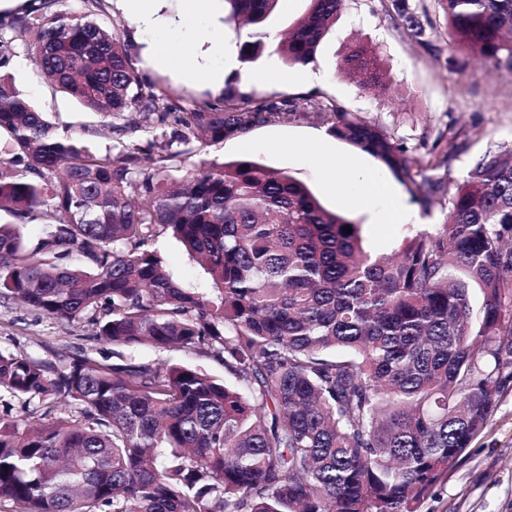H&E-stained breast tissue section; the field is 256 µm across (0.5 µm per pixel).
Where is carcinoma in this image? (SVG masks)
<instances>
[{
  "label": "carcinoma",
  "instance_id": "obj_1",
  "mask_svg": "<svg viewBox=\"0 0 512 512\" xmlns=\"http://www.w3.org/2000/svg\"><path fill=\"white\" fill-rule=\"evenodd\" d=\"M39 0L0 17V290L48 318L87 322L118 347L200 353L202 368L76 356L60 365L0 351V389L25 416L0 417V503L19 512H416L486 428L512 386V146L485 152L441 195L448 153L406 147L329 103L336 138L376 158L442 223L392 255L325 209L282 169L205 162L173 177L188 145L220 143L295 102L227 83L199 110L140 82L100 21ZM280 0H225L247 27L243 64L273 49L314 61L346 0H309L283 31ZM396 21L422 44L433 23L410 0ZM451 44L512 72V0H436ZM41 73L100 114L103 151L51 122L14 82L18 45ZM339 70L388 89L378 48L355 43ZM36 226L34 239L25 233ZM352 232L346 233L345 227ZM170 231L208 270L189 291L152 249Z\"/></svg>",
  "mask_w": 512,
  "mask_h": 512
}]
</instances>
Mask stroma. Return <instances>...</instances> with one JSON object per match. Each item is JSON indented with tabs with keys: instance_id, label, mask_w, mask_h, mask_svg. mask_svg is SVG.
Returning a JSON list of instances; mask_svg holds the SVG:
<instances>
[{
	"instance_id": "35a3bbf8",
	"label": "stroma",
	"mask_w": 512,
	"mask_h": 512,
	"mask_svg": "<svg viewBox=\"0 0 512 512\" xmlns=\"http://www.w3.org/2000/svg\"><path fill=\"white\" fill-rule=\"evenodd\" d=\"M413 2L427 11L435 25L429 43L409 39L391 17L390 0H348L310 65L317 75L314 83L294 78L258 83L253 66L238 65L242 91L266 100H292L298 105L297 112L197 150L178 162L176 176H183L203 160L224 163L247 158L287 170L304 182L326 209L360 224L367 251L392 253L410 232V225L374 223L370 208L350 205L331 185L330 168L336 161L349 160L375 172L381 169L379 161L330 135L329 124L316 114V106L331 101L375 123L403 143L411 159H421L436 149L446 151L449 162L444 187L448 190L466 179L486 150L512 145V76L455 51L435 0ZM182 11L183 0H163L162 14L173 25L159 32L138 29L114 4L106 9L103 19L117 27L141 80L162 83L171 102L190 107L221 98L223 88L186 82L176 70L155 68L145 53L149 44L178 39L174 23L181 20ZM356 41L378 47L391 83L389 94L364 91L340 72L338 63L344 51ZM10 73L52 120L75 132L97 125V114L50 88L27 47L17 49ZM320 135L326 138L320 156L284 149L286 143ZM153 247L182 287L211 289L207 271L178 240L164 236L156 239ZM0 350L55 362L85 352L108 361L114 348L96 340L90 325L47 318L18 306L10 295L0 292ZM135 357L149 363L198 366L217 379L228 378L223 365L186 350L143 346ZM418 512H512V390L501 397L485 430L425 497Z\"/></svg>"
}]
</instances>
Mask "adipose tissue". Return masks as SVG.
Here are the masks:
<instances>
[{
    "label": "adipose tissue",
    "mask_w": 512,
    "mask_h": 512,
    "mask_svg": "<svg viewBox=\"0 0 512 512\" xmlns=\"http://www.w3.org/2000/svg\"><path fill=\"white\" fill-rule=\"evenodd\" d=\"M150 56L157 68L178 63L186 80L193 82L203 77L216 87L223 84L225 72L234 67L232 57L224 49V27L216 21L211 22L208 31L192 27L179 40L160 43ZM352 168V163L340 162L333 169V185L348 200L355 204L381 201L383 208L377 218L381 224L419 223L415 210L393 194L381 176L371 172L356 174Z\"/></svg>",
    "instance_id": "1"
}]
</instances>
